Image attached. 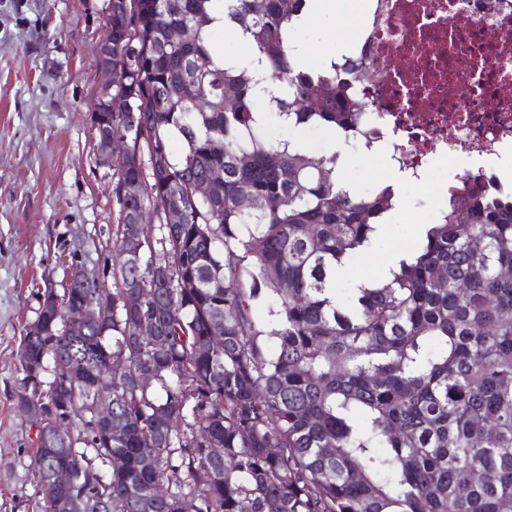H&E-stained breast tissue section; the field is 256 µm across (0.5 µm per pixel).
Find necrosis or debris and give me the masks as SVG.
<instances>
[{"label":"necrosis or debris","mask_w":512,"mask_h":512,"mask_svg":"<svg viewBox=\"0 0 512 512\" xmlns=\"http://www.w3.org/2000/svg\"><path fill=\"white\" fill-rule=\"evenodd\" d=\"M365 23L350 37L369 70L353 73L371 100L347 139L369 158L448 207L454 181L438 162L473 172L487 159L512 168V0H363Z\"/></svg>","instance_id":"obj_1"}]
</instances>
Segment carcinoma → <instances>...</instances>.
I'll return each mask as SVG.
<instances>
[{
	"mask_svg": "<svg viewBox=\"0 0 512 512\" xmlns=\"http://www.w3.org/2000/svg\"><path fill=\"white\" fill-rule=\"evenodd\" d=\"M308 4L127 0L112 27L114 91L135 104L133 118L112 113V134L130 149L115 161L116 196L134 210L165 195L184 217L158 224L135 252L134 225L119 216L115 288L64 287L58 312L36 311L44 334L22 332L16 407L41 400L66 423L60 447L74 449L62 472L48 447L32 451L41 512H66L63 483L86 512H512V186L462 176L391 278L342 298L336 266L368 248L395 192L381 183L360 195L338 176V154L262 133L259 98L290 126L339 135L368 106L345 79L358 60L299 64L294 26ZM218 21L238 31L249 60L214 59ZM173 29L185 32L176 47ZM188 82L199 101L177 94ZM216 169L221 185L198 197L194 185ZM244 187L249 209L238 203ZM134 286L147 299L129 309ZM103 293L104 322L65 336ZM217 319L220 348L210 345ZM144 321L158 342L137 335ZM109 354L127 363L103 376L124 422L110 441L88 390ZM40 360L49 370L31 373Z\"/></svg>",
	"mask_w": 512,
	"mask_h": 512,
	"instance_id": "1",
	"label": "carcinoma"
}]
</instances>
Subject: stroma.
Returning <instances> with one entry per match:
<instances>
[{
	"instance_id": "1",
	"label": "stroma",
	"mask_w": 512,
	"mask_h": 512,
	"mask_svg": "<svg viewBox=\"0 0 512 512\" xmlns=\"http://www.w3.org/2000/svg\"><path fill=\"white\" fill-rule=\"evenodd\" d=\"M326 8L294 41L318 70L340 27L363 16ZM108 0H0V512H38L29 468L36 430L12 398L22 330L39 293L62 290L72 270L115 286L117 174L100 164L91 123L101 83L95 46ZM428 201L409 189L398 219L349 262L341 287L376 278L385 259L411 251Z\"/></svg>"
}]
</instances>
